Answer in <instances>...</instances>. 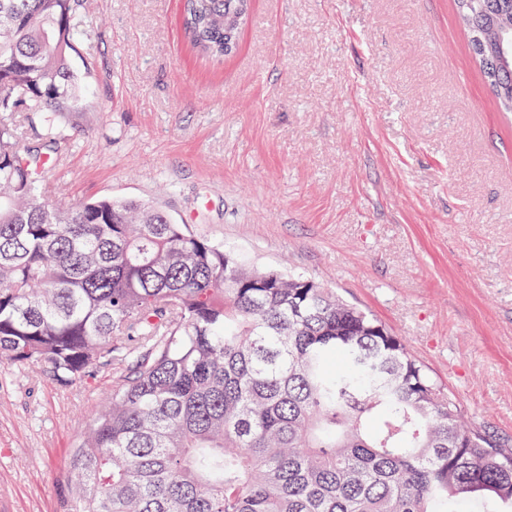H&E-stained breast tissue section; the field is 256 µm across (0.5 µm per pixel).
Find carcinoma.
Segmentation results:
<instances>
[{"label":"carcinoma","mask_w":512,"mask_h":512,"mask_svg":"<svg viewBox=\"0 0 512 512\" xmlns=\"http://www.w3.org/2000/svg\"><path fill=\"white\" fill-rule=\"evenodd\" d=\"M80 0H0V362L59 381L126 373L71 449L58 512H512V450L465 418L371 314L318 282L245 267L165 211L39 191ZM499 106L512 71L483 64L512 0H456ZM251 0H184L201 55L239 44ZM32 123L23 150L10 115ZM341 360L331 371L329 363Z\"/></svg>","instance_id":"obj_1"}]
</instances>
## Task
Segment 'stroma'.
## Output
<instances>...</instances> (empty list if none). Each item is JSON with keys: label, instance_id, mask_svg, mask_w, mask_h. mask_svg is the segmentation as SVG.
I'll return each instance as SVG.
<instances>
[{"label": "stroma", "instance_id": "stroma-1", "mask_svg": "<svg viewBox=\"0 0 512 512\" xmlns=\"http://www.w3.org/2000/svg\"><path fill=\"white\" fill-rule=\"evenodd\" d=\"M182 3L85 0L83 94L43 198L154 205L247 266L315 279L512 448V115L454 0H253L220 62L191 48ZM116 376L0 362V512H56Z\"/></svg>", "mask_w": 512, "mask_h": 512}]
</instances>
